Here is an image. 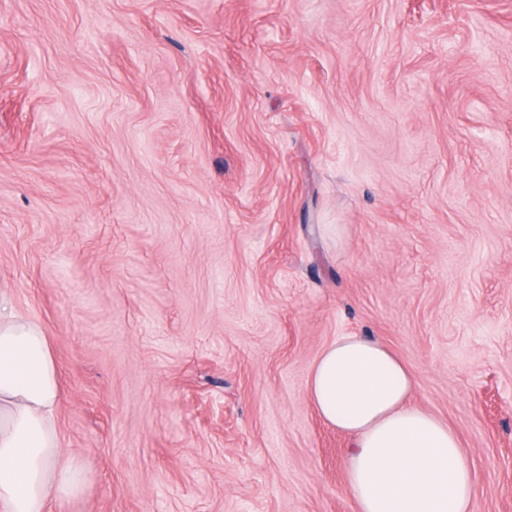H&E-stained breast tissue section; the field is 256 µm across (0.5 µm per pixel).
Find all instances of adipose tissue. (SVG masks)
<instances>
[{
	"label": "adipose tissue",
	"mask_w": 512,
	"mask_h": 512,
	"mask_svg": "<svg viewBox=\"0 0 512 512\" xmlns=\"http://www.w3.org/2000/svg\"><path fill=\"white\" fill-rule=\"evenodd\" d=\"M414 386L385 345L343 336L311 366L307 395L352 438L346 477L359 512H470L472 461L447 423L411 404ZM60 397L40 325L0 313V512H46L82 491V465L59 448Z\"/></svg>",
	"instance_id": "adipose-tissue-1"
}]
</instances>
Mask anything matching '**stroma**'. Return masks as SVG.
I'll return each mask as SVG.
<instances>
[{"label":"stroma","mask_w":512,"mask_h":512,"mask_svg":"<svg viewBox=\"0 0 512 512\" xmlns=\"http://www.w3.org/2000/svg\"><path fill=\"white\" fill-rule=\"evenodd\" d=\"M0 304L49 512H358L306 391L352 335L512 512V0H0ZM59 374L40 325L0 309V511L46 512L77 496L86 473L63 459Z\"/></svg>","instance_id":"35a3bbf8"}]
</instances>
